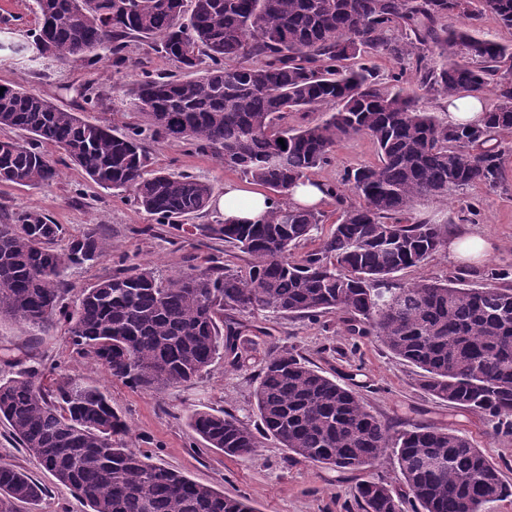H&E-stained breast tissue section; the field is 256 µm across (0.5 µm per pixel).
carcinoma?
Returning a JSON list of instances; mask_svg holds the SVG:
<instances>
[{
    "instance_id": "cac0c4a2",
    "label": "carcinoma",
    "mask_w": 512,
    "mask_h": 512,
    "mask_svg": "<svg viewBox=\"0 0 512 512\" xmlns=\"http://www.w3.org/2000/svg\"><path fill=\"white\" fill-rule=\"evenodd\" d=\"M34 0L33 52L93 65L109 48L126 63L130 38L156 43L186 75L142 71L130 104L146 127L123 131L84 120L33 91L6 86L0 129L28 132L0 149V183L50 185L57 163L50 144L99 187L130 192L136 203L194 235L185 221L208 206L211 189L186 173L150 171L142 136L215 151L224 166L273 197L261 224H208L211 239L251 258L245 269L213 257L166 280L146 266L112 260V275L63 305L64 276L105 256L95 224L54 242L62 226L37 212L0 224V319L39 331L62 320L75 353L143 392L189 383L218 360L256 368L257 433L227 411L192 409L188 428L207 448L253 456L259 435L288 458L339 472L371 468L390 452L404 490L382 481L357 485L362 512H484L512 495L498 467L467 435L379 420L349 385L311 366L294 349L272 347L255 358L239 343L242 314L272 311L315 319L337 314L349 336H375L420 369L426 393L512 432V286L480 288L423 281L402 286L395 274L428 260L446 227L410 220L414 201L448 189L502 182L495 134L512 130V49L478 34L484 14L512 27V0ZM398 30L400 36L391 35ZM416 55L415 72L434 95L477 96L495 103L483 126L450 125L395 86L379 81L372 58ZM334 105L326 118L295 129L288 113ZM366 135L378 163L348 174L361 203L330 190L342 212L319 247L293 249L320 229L323 215L288 203L290 190L326 162L341 142ZM284 143H279L278 139ZM0 423L90 512H252L226 496L157 465L126 441L128 427L102 388L58 373L24 370L0 379ZM42 488L0 463V512L35 505Z\"/></svg>"
}]
</instances>
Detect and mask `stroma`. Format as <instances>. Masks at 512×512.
Returning <instances> with one entry per match:
<instances>
[{
    "label": "stroma",
    "instance_id": "35a3bbf8",
    "mask_svg": "<svg viewBox=\"0 0 512 512\" xmlns=\"http://www.w3.org/2000/svg\"><path fill=\"white\" fill-rule=\"evenodd\" d=\"M126 56L128 62L120 68L107 59L89 67L46 58L33 61L26 55L1 51L0 83L37 92L55 104L72 108L83 119L123 128L141 120L127 102L129 90L142 70H176L154 43L137 38L130 39ZM375 65L382 82L400 75L401 87L420 107L444 116L446 97L421 87L409 62L380 57ZM87 86L97 94L91 104L79 96ZM498 141L505 150L503 182L498 188L471 186L449 193L444 200L425 196L413 209L414 216L447 225L449 237L478 234L486 238L493 246L489 257L481 261L458 259L444 247L424 263L399 272L401 284L443 281L459 275L466 287L478 288L486 284L493 271L506 274L512 283V133H502ZM143 145L152 168L194 175L207 182L214 195L223 194L226 182L244 179L241 172L225 168L211 151L152 138L145 139ZM377 160L373 141L356 135L339 144L330 160L312 170L310 177L336 186L349 172ZM28 212L41 213L62 225L67 237L79 234L90 224L105 229V257L68 272L66 301L71 306L77 304L83 288L111 275L115 256L125 255L131 262L149 265L164 279L183 271L190 262L202 263L224 253L220 240L199 236L194 242H185L133 201L95 185L74 165L63 168L60 178L48 186L0 184V224L16 223ZM242 320L241 341L255 355H264L274 345L293 347L327 375L352 386L375 415L395 428L423 423L465 433L500 468L504 481L512 484V434L495 433L486 420L422 391L417 385L416 368L394 356L377 338L346 335L335 314L300 320L259 313L243 315ZM22 345L29 346L30 352L22 358L21 367L47 372L59 369L99 384L129 425L133 448L196 482L229 496L246 498L254 512H360L355 494L364 477L382 480L397 490L403 487L396 459L389 453L363 474L289 461L286 450L273 439L265 440L257 456L247 458L228 457L204 448L186 424L187 410H226L249 426H257L254 370H235L219 361L201 378L156 395L112 379L103 369L80 358L73 352L63 326L42 333L1 321L0 349ZM0 462L25 471L45 489L38 506L21 504L18 512H89L88 506L42 469L1 424Z\"/></svg>",
    "mask_w": 512,
    "mask_h": 512
}]
</instances>
